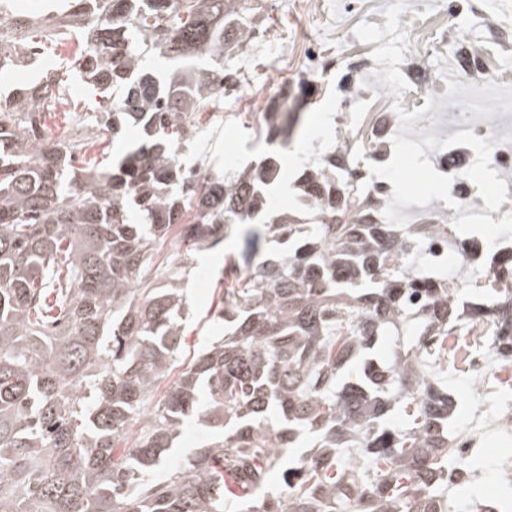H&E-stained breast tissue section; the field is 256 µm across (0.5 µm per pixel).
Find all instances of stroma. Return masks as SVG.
I'll list each match as a JSON object with an SVG mask.
<instances>
[{
  "instance_id": "35a3bbf8",
  "label": "stroma",
  "mask_w": 512,
  "mask_h": 512,
  "mask_svg": "<svg viewBox=\"0 0 512 512\" xmlns=\"http://www.w3.org/2000/svg\"><path fill=\"white\" fill-rule=\"evenodd\" d=\"M255 24L268 34L264 48L248 58L233 53L224 60L241 76L240 96L219 98L198 112L195 135L179 148V161L200 174L240 169L262 153L260 109L244 100L255 87L264 88L265 103L283 101L304 116V135L284 155L285 177L273 196L279 207L294 199V169L317 163L330 143L348 133V125L336 120L341 103L348 111L361 112L369 97L384 110L415 90L427 110L440 113L438 127L397 124L391 130L392 160L402 171L425 172L431 178L414 191L391 180L389 203L394 208L431 212L440 207V139L470 140L483 124L512 139V114L502 109L512 101V0H306L302 7L295 0H259ZM65 79L70 96L45 113V131L92 137L97 129L91 116L101 98L74 73H66ZM476 86L484 100L462 116L461 103ZM462 177L473 185V202L467 223L455 227L457 239H486V228L492 225L497 239L512 241V170L490 169L484 150L476 146ZM239 251L231 244L226 252H204L196 260V269L208 273L209 286L189 290L183 353L173 374L223 336L224 324L212 313L214 290L224 276L225 253ZM448 252L464 283L457 298L462 305L474 300L473 285L489 273L494 253L488 250L472 260L456 246ZM441 379L460 399L449 425L451 435L467 429L474 412L489 417L512 403V366L497 359L489 360L481 383H474L466 367L451 358Z\"/></svg>"
}]
</instances>
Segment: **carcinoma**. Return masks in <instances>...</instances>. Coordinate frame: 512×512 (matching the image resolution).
<instances>
[{"label": "carcinoma", "instance_id": "carcinoma-1", "mask_svg": "<svg viewBox=\"0 0 512 512\" xmlns=\"http://www.w3.org/2000/svg\"><path fill=\"white\" fill-rule=\"evenodd\" d=\"M253 0H71L35 16L0 0V72L40 69L34 34L63 29L87 51L79 80L109 106L101 138L140 140L109 166L51 138L65 99L50 73L0 96V512H456L449 420L432 365L460 322L497 323L512 363V289L458 312L438 280L399 261L430 224H379L336 165H302L276 208L282 151L300 112H266L268 149L222 175L182 166L175 145L216 99L224 55L255 32ZM180 227L181 266L151 278ZM243 245L224 266V337L158 400L183 346L186 270L197 251ZM414 323L390 365L380 337ZM396 411L410 417L393 427ZM213 437L168 465L181 427ZM141 424L134 439L131 428ZM280 467L286 488L253 498Z\"/></svg>", "mask_w": 512, "mask_h": 512}]
</instances>
